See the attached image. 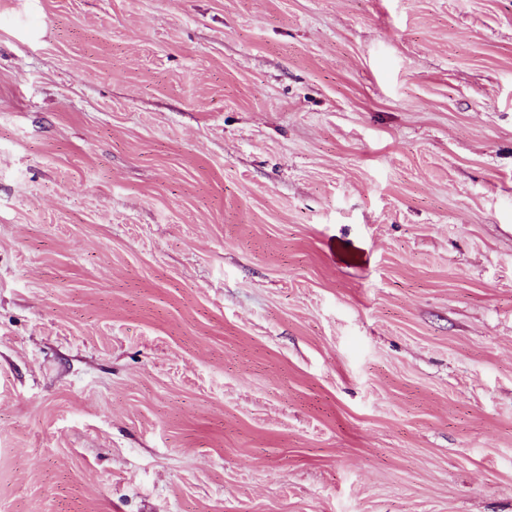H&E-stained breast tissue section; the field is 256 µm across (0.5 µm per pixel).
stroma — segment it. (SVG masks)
<instances>
[{"label": "stroma", "mask_w": 512, "mask_h": 512, "mask_svg": "<svg viewBox=\"0 0 512 512\" xmlns=\"http://www.w3.org/2000/svg\"><path fill=\"white\" fill-rule=\"evenodd\" d=\"M0 512H512V0H0Z\"/></svg>", "instance_id": "1"}]
</instances>
